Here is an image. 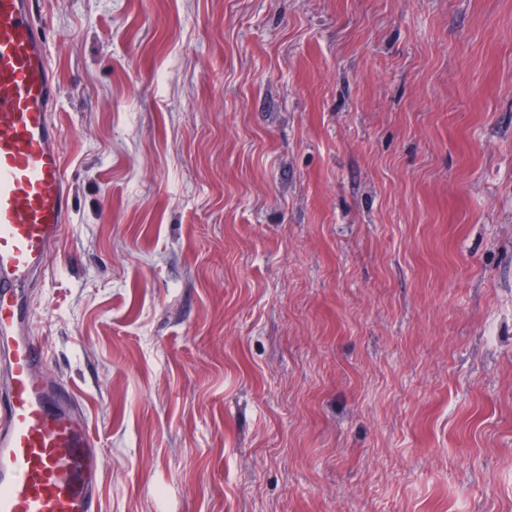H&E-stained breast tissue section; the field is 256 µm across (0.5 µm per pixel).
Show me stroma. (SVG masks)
Segmentation results:
<instances>
[{
    "instance_id": "1",
    "label": "stroma",
    "mask_w": 512,
    "mask_h": 512,
    "mask_svg": "<svg viewBox=\"0 0 512 512\" xmlns=\"http://www.w3.org/2000/svg\"><path fill=\"white\" fill-rule=\"evenodd\" d=\"M35 9L100 512H512V0Z\"/></svg>"
}]
</instances>
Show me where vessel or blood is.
I'll return each mask as SVG.
<instances>
[{
    "label": "vessel or blood",
    "mask_w": 512,
    "mask_h": 512,
    "mask_svg": "<svg viewBox=\"0 0 512 512\" xmlns=\"http://www.w3.org/2000/svg\"><path fill=\"white\" fill-rule=\"evenodd\" d=\"M59 98L34 0H0V512H98V442L75 392L42 377L30 319L70 215Z\"/></svg>",
    "instance_id": "1"
}]
</instances>
